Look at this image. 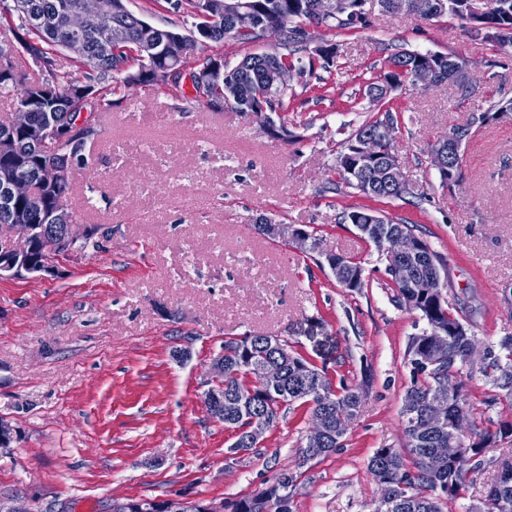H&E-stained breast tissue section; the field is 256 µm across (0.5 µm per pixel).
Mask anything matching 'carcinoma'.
Here are the masks:
<instances>
[{
  "label": "carcinoma",
  "mask_w": 512,
  "mask_h": 512,
  "mask_svg": "<svg viewBox=\"0 0 512 512\" xmlns=\"http://www.w3.org/2000/svg\"><path fill=\"white\" fill-rule=\"evenodd\" d=\"M438 1L446 5L445 14L458 20L467 15L465 0H409L414 4L412 13L426 17L425 8ZM82 0H18L11 16L26 30V53L38 65L43 77L27 80L25 74L12 63L7 71H0V89L17 90L16 103L29 112L30 127L37 129L46 122L57 128H71L73 116L83 102L97 98L100 107H112L111 83L120 74L133 54L147 55L148 46L156 41L178 34L175 29L147 27L144 20L124 6V0H104L105 11L102 27L98 32L86 33L75 38L71 19ZM317 0H263L272 19L286 31L284 48L287 54L278 59L281 65L299 64V69L315 74L316 62L327 70L337 54L332 49L328 55L312 50V37L294 36L305 31L310 24V13ZM501 7L487 19L486 37L505 50L512 48V37L503 36V30L512 29V0H500ZM368 16L354 15L325 21L328 29H355L369 26ZM125 31V40L112 45V29ZM232 38L242 43L252 39L235 36L225 20L206 36L209 41L220 42ZM70 50L85 66L84 80L73 82L56 67V49ZM307 53V58L296 53ZM399 58L392 52L384 60V67L367 82L372 91L384 82L398 87L409 86V71H394L391 64ZM270 63L262 53L251 54L229 68L232 80L225 86L207 87L193 99L213 105L217 102L248 116L254 112L253 102L243 94V89L264 85ZM288 90L273 87L265 101L266 111L285 112ZM395 130L397 117L385 109L373 121L362 124L346 141L345 149L338 158V170L343 184L358 188V179L348 172L350 145L361 135L376 133L381 127ZM13 147L0 151V181L21 176L30 181L35 189L32 197L14 201L8 209L0 210V224H14L21 219L26 224H47L49 217L64 210L61 199L68 192L71 169L85 162L87 141L76 140L70 146L69 156L74 158L70 169L62 174L54 172L58 155L49 153L31 142V135L24 129L9 132ZM384 223L373 225V232L365 236L377 251L383 250V239L404 231H414L411 224H403L383 217ZM410 262L416 271V286L411 288L398 281L392 282L393 301L397 306L417 313L426 323L425 330L412 337L408 348L411 366V386L406 390L401 417L405 437V449L379 448L369 461V469L377 482L392 487L393 497L379 500L374 512H444L443 504L465 498L470 475L484 465L482 454L491 444L512 436V421L500 422L496 429L482 427L471 421L470 434L459 441L456 455L432 465L430 454L436 448L449 447L455 438L453 422L460 415L473 417L469 403L468 386L475 373L487 378L494 389L488 404L504 400L512 404V337L500 341L498 348L488 347L480 357L469 354L471 341L475 339L468 323L469 315L458 313L448 298L447 283L442 281V258L427 248L414 255ZM343 281L341 286L356 292L364 287V269L361 262L342 258ZM448 343V351L437 353L435 342ZM276 363L281 368L279 381L271 386L261 381L262 368ZM456 373L460 377L458 392L442 396L448 407L445 422L438 424L425 416L428 398L439 395V379ZM362 399L359 388L338 380L318 369L305 356L290 348L288 341L275 336L249 335L224 340V411H215L216 418L224 421V428L231 432L228 451L254 450L247 443V427L261 424L270 430L281 417V410L294 403L307 408L309 418L322 413L330 419V432L316 445L308 443L307 436L300 439L299 459L305 465L325 457L342 446L350 425L357 419ZM300 474L283 472L256 495H248L225 502L228 512H262L270 507L276 512H292L291 490L297 486ZM465 512H512V452L497 461V474L488 486L483 498L465 507Z\"/></svg>",
  "instance_id": "1"
}]
</instances>
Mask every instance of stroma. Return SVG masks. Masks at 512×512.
Segmentation results:
<instances>
[{
    "mask_svg": "<svg viewBox=\"0 0 512 512\" xmlns=\"http://www.w3.org/2000/svg\"><path fill=\"white\" fill-rule=\"evenodd\" d=\"M159 28L190 33L197 19L166 0H127ZM370 26L315 30L336 45L324 99L294 79L288 138L255 120L196 102L173 82H117L97 113L86 162L63 205L95 235L40 278L0 279V501L20 512H113L131 499L219 503L255 493L282 470H301L293 512H373L368 470L377 448L403 449L400 411L410 385L409 343L425 327L399 308L376 248L343 214L375 210L412 224L445 263L448 296L472 313L482 345L512 336V49L444 16L382 14ZM462 58L473 79L392 92L394 147L414 193L373 199L339 187L342 143L372 114L358 92L387 45ZM274 38L206 42L194 56L236 65L276 49ZM470 125L463 180L443 184L432 144ZM316 232L325 251L355 258L366 286L349 293L328 267L254 228L257 216ZM318 320L315 338L297 335ZM261 332L317 366L341 369L364 392L343 448L298 464L306 409L293 405L261 448L227 459L230 434L210 415V367L224 340Z\"/></svg>",
    "mask_w": 512,
    "mask_h": 512,
    "instance_id": "obj_1",
    "label": "stroma"
}]
</instances>
